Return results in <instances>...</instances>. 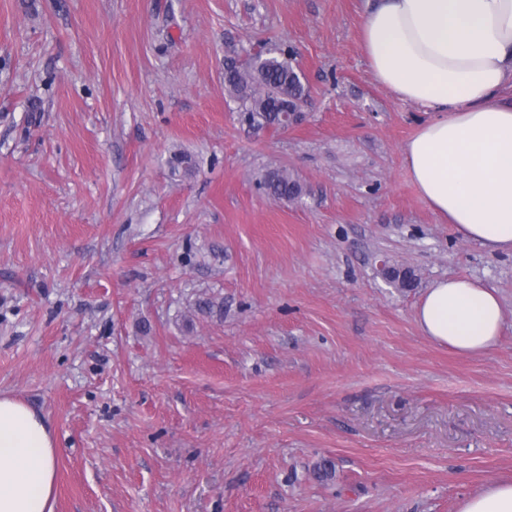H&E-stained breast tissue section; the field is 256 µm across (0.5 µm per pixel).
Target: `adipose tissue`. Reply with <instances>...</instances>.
<instances>
[{
    "label": "adipose tissue",
    "mask_w": 512,
    "mask_h": 512,
    "mask_svg": "<svg viewBox=\"0 0 512 512\" xmlns=\"http://www.w3.org/2000/svg\"><path fill=\"white\" fill-rule=\"evenodd\" d=\"M361 44L374 80L429 114L404 146L423 200L466 240L512 254V0H374ZM424 336L462 354L493 349L504 312L495 288L434 281L416 313ZM57 440L45 418L0 395V512H53ZM459 512H512L493 480Z\"/></svg>",
    "instance_id": "adipose-tissue-1"
}]
</instances>
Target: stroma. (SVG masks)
Masks as SVG:
<instances>
[{
    "label": "stroma",
    "mask_w": 512,
    "mask_h": 512,
    "mask_svg": "<svg viewBox=\"0 0 512 512\" xmlns=\"http://www.w3.org/2000/svg\"><path fill=\"white\" fill-rule=\"evenodd\" d=\"M366 6L0 0V394L56 435L54 512H459L512 480V255L420 196ZM269 41L309 89L285 130L224 86ZM457 276L497 290L488 353L417 325ZM261 186L271 198L279 201L292 202L301 199L304 187L286 169H275L267 172Z\"/></svg>",
    "instance_id": "1"
}]
</instances>
